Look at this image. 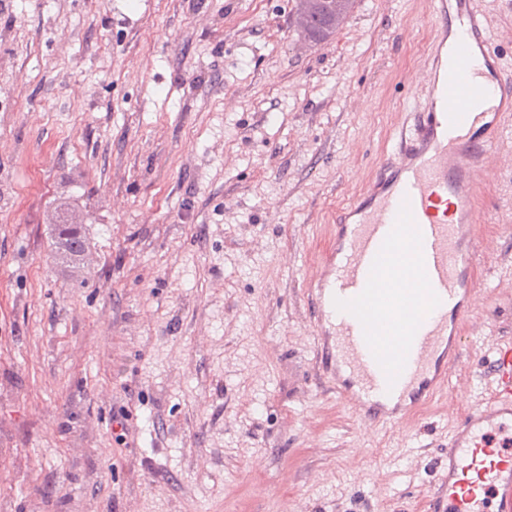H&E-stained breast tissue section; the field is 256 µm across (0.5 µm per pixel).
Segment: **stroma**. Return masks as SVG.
<instances>
[{
  "label": "stroma",
  "mask_w": 512,
  "mask_h": 512,
  "mask_svg": "<svg viewBox=\"0 0 512 512\" xmlns=\"http://www.w3.org/2000/svg\"><path fill=\"white\" fill-rule=\"evenodd\" d=\"M430 0H11L0 16V512H427L512 342V164L446 388L363 427L312 273L416 100ZM87 252L56 253V225ZM318 7L314 8L308 16V35L313 41L326 39L336 32L339 26L350 12L353 0H337L333 8L328 1L336 0H315ZM331 7V8H330ZM308 8L303 7L300 12L296 13L295 27L301 38V44H308L307 36V13Z\"/></svg>",
  "instance_id": "obj_1"
}]
</instances>
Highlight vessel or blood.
<instances>
[{
	"label": "vessel or blood",
	"instance_id": "vessel-or-blood-1",
	"mask_svg": "<svg viewBox=\"0 0 512 512\" xmlns=\"http://www.w3.org/2000/svg\"><path fill=\"white\" fill-rule=\"evenodd\" d=\"M480 0H432L434 44L420 102L311 282L316 332L365 423L398 419L446 386L470 285L475 203L512 120V63ZM497 387L448 437L445 493L432 512H512V344L490 364Z\"/></svg>",
	"mask_w": 512,
	"mask_h": 512
}]
</instances>
